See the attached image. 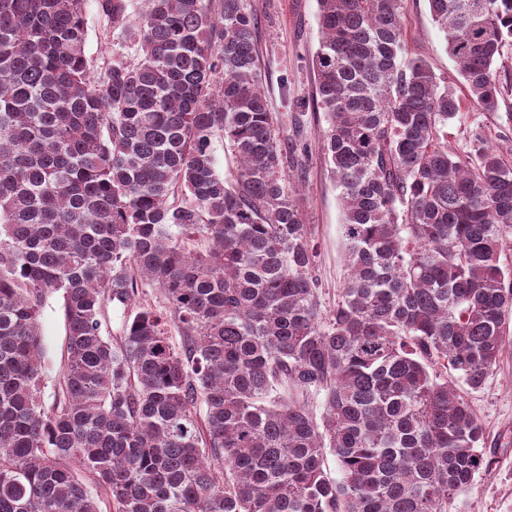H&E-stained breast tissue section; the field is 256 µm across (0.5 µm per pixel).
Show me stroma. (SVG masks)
<instances>
[{"instance_id":"obj_1","label":"stroma","mask_w":512,"mask_h":512,"mask_svg":"<svg viewBox=\"0 0 512 512\" xmlns=\"http://www.w3.org/2000/svg\"><path fill=\"white\" fill-rule=\"evenodd\" d=\"M247 8L256 20L263 92L276 118L279 137L283 143L296 144L308 168L306 180L299 184V202L304 222L314 227L316 275L322 307L327 310L335 305L343 285L345 262L341 203L321 158L327 117L314 102L312 57L321 38L317 0H247ZM85 11L89 32L86 55L98 73L114 52L125 54L129 48L111 34L94 0H87ZM401 14L408 54L425 57L442 83L465 99L462 112L446 128L449 148L466 152L470 132L479 126L490 132L492 145L504 152L511 150L512 88L493 111L467 99L464 80L426 0H402ZM40 324L45 359L42 392L49 403L65 364L66 326L59 296L49 298ZM505 340L503 356L483 388L474 391L462 383L457 386L484 426L485 452L492 466L457 497L451 512H512V313L506 317Z\"/></svg>"}]
</instances>
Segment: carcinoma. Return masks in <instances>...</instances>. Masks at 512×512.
Listing matches in <instances>:
<instances>
[{
    "instance_id": "cac0c4a2",
    "label": "carcinoma",
    "mask_w": 512,
    "mask_h": 512,
    "mask_svg": "<svg viewBox=\"0 0 512 512\" xmlns=\"http://www.w3.org/2000/svg\"><path fill=\"white\" fill-rule=\"evenodd\" d=\"M398 2L317 0L346 265L326 315L286 178L304 165L261 93L244 0H147L133 24L128 0H97L136 41L100 80L86 0H0V512H100L101 493L113 512H448L489 471L448 371L479 389L504 351L512 163L478 128L448 149L463 101L407 57ZM428 5L495 109L512 0ZM54 294L66 368L48 406ZM214 157L216 160L217 172L224 176V179L233 181L237 175L236 164L230 150L224 147V137L217 135L212 142ZM61 305V298L57 294L52 296L45 305L40 318L45 359L42 394L48 405L53 402L57 381L65 364L66 326Z\"/></svg>"
}]
</instances>
